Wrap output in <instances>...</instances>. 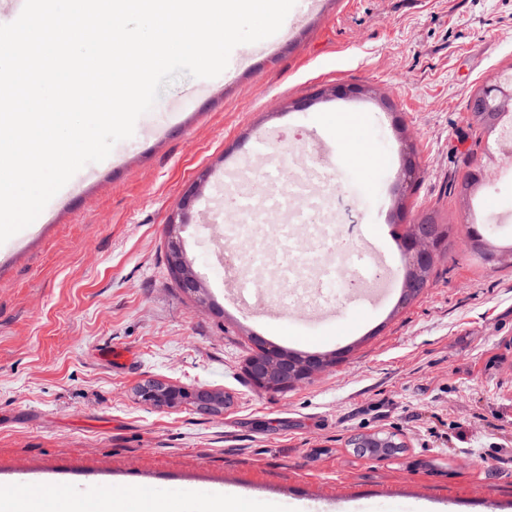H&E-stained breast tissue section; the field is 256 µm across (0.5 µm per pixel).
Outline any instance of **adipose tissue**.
Returning a JSON list of instances; mask_svg holds the SVG:
<instances>
[{"mask_svg":"<svg viewBox=\"0 0 512 512\" xmlns=\"http://www.w3.org/2000/svg\"><path fill=\"white\" fill-rule=\"evenodd\" d=\"M0 512H268L264 503L235 492L218 491L204 506L177 494L161 496L153 488L134 486L81 501L74 488L56 486L43 493L29 485L0 491Z\"/></svg>","mask_w":512,"mask_h":512,"instance_id":"adipose-tissue-1","label":"adipose tissue"}]
</instances>
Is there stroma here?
<instances>
[{
  "instance_id": "stroma-1",
  "label": "stroma",
  "mask_w": 512,
  "mask_h": 512,
  "mask_svg": "<svg viewBox=\"0 0 512 512\" xmlns=\"http://www.w3.org/2000/svg\"><path fill=\"white\" fill-rule=\"evenodd\" d=\"M232 77L180 76L136 122L133 137L76 173L38 223L0 245V485L66 484L95 491L154 486L205 501L233 487L275 512H512V268L470 251L473 207L495 242L512 240V162L476 128L471 98L512 74V0H317ZM355 85L371 133L391 152L377 191L360 185L354 143L336 139L344 222L382 218L405 233L426 217L451 225L426 288L401 303L406 265L393 238L378 276L383 300L362 310L344 296L310 330L297 307L267 321L241 309L224 279L218 230L201 211L224 208V185L254 138L294 155L300 126L340 104L313 88ZM306 102L305 110L295 105ZM419 180H403L406 158ZM491 179L465 207L449 194L467 168ZM209 177L195 210L169 226L183 188ZM496 199L498 212L488 211ZM181 237L205 301L171 281L169 235ZM341 364L284 393L243 372L252 335L298 349L303 334ZM152 381L230 394L206 412L143 402ZM399 433L406 448L377 460L347 442Z\"/></svg>"
}]
</instances>
